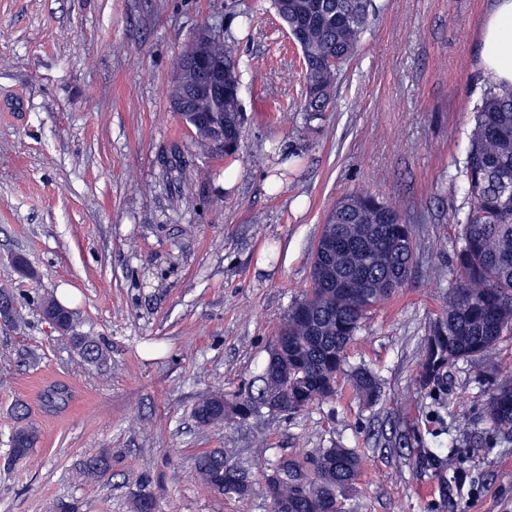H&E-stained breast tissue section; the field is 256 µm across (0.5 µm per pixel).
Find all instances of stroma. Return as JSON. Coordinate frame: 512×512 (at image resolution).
Wrapping results in <instances>:
<instances>
[{"label": "stroma", "instance_id": "1", "mask_svg": "<svg viewBox=\"0 0 512 512\" xmlns=\"http://www.w3.org/2000/svg\"><path fill=\"white\" fill-rule=\"evenodd\" d=\"M495 0H373L336 108L306 122L297 48L272 0H0V283L17 322L0 324V512H269L261 489L213 493L195 455L221 448L245 467L281 454L356 449L363 470L344 512H512V437L483 417L485 362L419 382L422 346L449 288L470 206L462 174ZM232 43L244 133L235 159L190 145L168 102L173 62L203 26ZM361 190L414 230L406 288L374 309L349 350L373 370L372 404L349 393L284 415L203 427L197 400L257 392L266 347L309 286L332 204ZM22 254L34 280L11 265ZM60 298L106 363L83 361L42 319ZM65 387L64 405L44 402ZM41 430L10 459L13 408ZM112 467L76 478L93 451Z\"/></svg>", "mask_w": 512, "mask_h": 512}]
</instances>
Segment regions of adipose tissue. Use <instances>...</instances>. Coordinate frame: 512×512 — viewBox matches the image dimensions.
<instances>
[{
    "label": "adipose tissue",
    "instance_id": "1",
    "mask_svg": "<svg viewBox=\"0 0 512 512\" xmlns=\"http://www.w3.org/2000/svg\"><path fill=\"white\" fill-rule=\"evenodd\" d=\"M480 67L488 82L512 84V0H497L482 26Z\"/></svg>",
    "mask_w": 512,
    "mask_h": 512
}]
</instances>
